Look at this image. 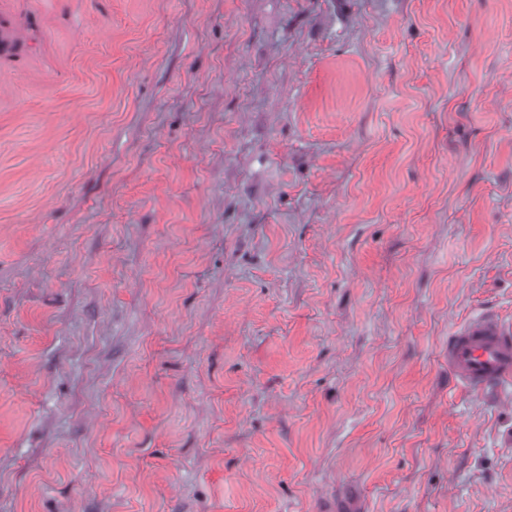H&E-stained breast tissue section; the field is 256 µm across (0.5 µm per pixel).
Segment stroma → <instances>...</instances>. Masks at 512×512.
<instances>
[{
	"mask_svg": "<svg viewBox=\"0 0 512 512\" xmlns=\"http://www.w3.org/2000/svg\"><path fill=\"white\" fill-rule=\"evenodd\" d=\"M512 0H0V512H512ZM448 370L458 387L504 394L512 385V326L492 313L461 324L448 338Z\"/></svg>",
	"mask_w": 512,
	"mask_h": 512,
	"instance_id": "35a3bbf8",
	"label": "stroma"
}]
</instances>
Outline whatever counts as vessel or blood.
<instances>
[{
	"instance_id": "b4317fda",
	"label": "vessel or blood",
	"mask_w": 512,
	"mask_h": 512,
	"mask_svg": "<svg viewBox=\"0 0 512 512\" xmlns=\"http://www.w3.org/2000/svg\"><path fill=\"white\" fill-rule=\"evenodd\" d=\"M448 370L456 386L505 393L512 387V324L481 313L448 338Z\"/></svg>"
}]
</instances>
